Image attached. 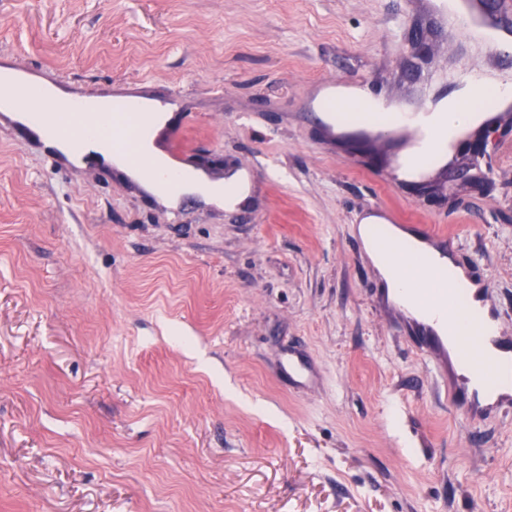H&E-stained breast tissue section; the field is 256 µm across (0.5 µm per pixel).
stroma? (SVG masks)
Wrapping results in <instances>:
<instances>
[{"label":"stroma","mask_w":512,"mask_h":512,"mask_svg":"<svg viewBox=\"0 0 512 512\" xmlns=\"http://www.w3.org/2000/svg\"><path fill=\"white\" fill-rule=\"evenodd\" d=\"M3 66L177 94L151 144L251 165L256 194L174 205L0 111V512H512V409L449 405L357 233L380 207L447 235L512 337V151L489 133L488 186L447 168L418 196L309 108L336 79L378 103L512 81V47L413 0H0Z\"/></svg>","instance_id":"35a3bbf8"}]
</instances>
